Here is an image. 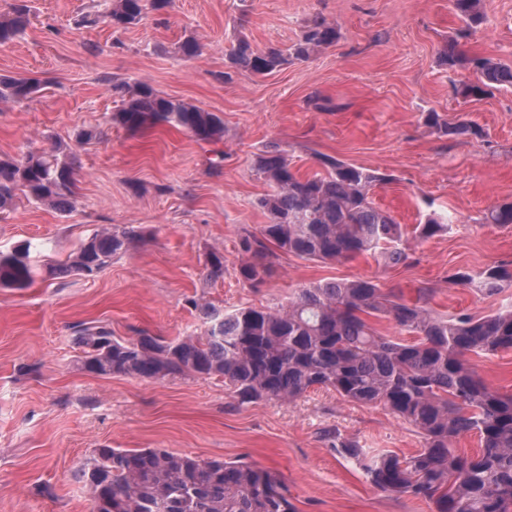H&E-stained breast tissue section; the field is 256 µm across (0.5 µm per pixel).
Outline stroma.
Instances as JSON below:
<instances>
[{"label":"stroma","instance_id":"stroma-1","mask_svg":"<svg viewBox=\"0 0 512 512\" xmlns=\"http://www.w3.org/2000/svg\"><path fill=\"white\" fill-rule=\"evenodd\" d=\"M96 0H32L25 32L0 46V75L34 74L42 91L21 104L0 102V159L60 140L77 156L76 203L62 212L18 197L0 214V252L21 242L33 260L65 258L102 228L140 232L127 252L92 278L36 279L0 288V512H92L75 471L93 448H161L203 459L241 460L277 472L296 512H435L433 503L376 490L330 433L368 450L410 455L423 440L381 406L311 390L287 403L241 405L223 382L204 377L142 380L81 369L71 327L108 324L173 338L200 332L194 302L231 311L277 307L301 286L380 278L414 301L431 291L433 314L483 315L512 301L449 284L459 269L512 264V224L483 223L512 199V88L479 101L456 99L469 80L440 65L438 51L460 25L448 0H169L124 31L85 26ZM485 22L472 52L512 60V0H483ZM337 20L344 37L303 63L253 77L225 78V54L238 34L257 48H288L315 13ZM199 55L178 50L186 38ZM141 81L161 96L221 116L211 144L166 125L130 132L110 124L120 105L113 84ZM436 112L466 115L487 134L448 138L427 126ZM98 140L80 144L78 131ZM273 142L294 168L317 170V155L390 175L372 198L412 236L406 263L369 255L324 264L279 254L265 284L242 283L239 238L267 217L257 199L268 187L255 160ZM454 222L419 240L431 214ZM224 257L223 279L207 277L210 253Z\"/></svg>","mask_w":512,"mask_h":512}]
</instances>
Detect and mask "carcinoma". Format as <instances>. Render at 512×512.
Here are the masks:
<instances>
[{"label": "carcinoma", "instance_id": "obj_1", "mask_svg": "<svg viewBox=\"0 0 512 512\" xmlns=\"http://www.w3.org/2000/svg\"><path fill=\"white\" fill-rule=\"evenodd\" d=\"M461 22L439 51L448 72H471L474 79L453 87L467 103L512 88V62L470 52L466 44L484 15L482 0H449ZM168 0H105L103 11L85 16L114 29L139 24ZM28 0H15L0 15V46L22 34L29 23ZM342 38L336 20L317 13L287 50L255 48L244 37L227 55L228 68L267 76L295 61H307ZM42 88L34 76H0V100L22 104ZM121 98L109 121L135 132L147 125L180 128L198 142L224 138V120L193 104L157 94L144 82L113 86ZM425 122L446 137L485 141L484 129L461 116L446 121L429 112ZM321 170L301 174L288 150L274 142L255 162L269 191L257 205L269 218L255 233L245 232L239 247L247 259L239 279L258 288L277 252L323 263L376 254L386 266L409 259L411 245L400 224L375 206L371 192L390 176L335 158L319 156ZM76 157L62 142L48 152H29L16 161L0 160V212L17 193L66 210L74 197ZM487 224H512V200L490 209ZM452 223L431 217L419 225L429 238ZM131 229L96 231L61 262L46 264L47 276H96L112 257L128 250ZM31 244L0 252V288L22 290L39 274L30 260ZM448 281L495 295L512 285V270L488 266L477 273L456 271ZM418 301L404 303L392 288L371 279L331 280L306 285L279 309L237 308L224 312L192 302L205 324L199 334L176 338L146 331L124 338L104 326L73 327L81 368L100 376L163 379L175 376L219 378L238 404L258 400L291 402L311 389L335 391L347 401L381 405L414 426L423 446L409 456L368 455L357 442L330 435L336 451L359 463L371 484L385 493L406 494L435 505L436 512H512V394L493 388L469 364L470 354L512 350V306L477 317L457 313L438 317ZM384 316L414 335L404 342L379 333L368 317ZM466 434L480 448L469 454L456 447ZM75 479L83 483L93 512H295L288 489L266 468L240 460L200 459L159 448L92 450Z\"/></svg>", "mask_w": 512, "mask_h": 512}]
</instances>
